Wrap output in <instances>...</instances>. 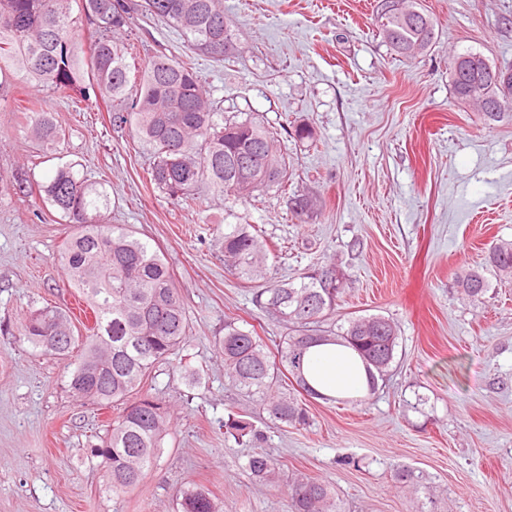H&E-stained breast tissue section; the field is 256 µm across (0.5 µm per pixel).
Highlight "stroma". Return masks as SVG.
<instances>
[{
    "label": "stroma",
    "mask_w": 512,
    "mask_h": 512,
    "mask_svg": "<svg viewBox=\"0 0 512 512\" xmlns=\"http://www.w3.org/2000/svg\"><path fill=\"white\" fill-rule=\"evenodd\" d=\"M421 3L436 42L406 59L377 35L374 0H224L240 53L199 59L202 84L225 112L253 113L276 131L289 190L326 201L304 224L274 188L251 203L205 188L195 205L175 204L149 181V149L113 132L105 102L75 112L49 91L6 86L0 175L40 180L51 169L20 111L45 100L65 132L59 155L107 191L111 223L168 261L193 329L190 362L154 370L171 414L157 461L134 490L113 494L91 454L111 410L75 400L66 363L23 335L31 310L75 299L58 260L70 228L41 197L0 186V512H180L189 488L209 491L222 512H288L298 474L330 484L345 512H512V277L491 276L477 306L456 282L512 240V122L483 123L448 79L452 55L468 49L512 67V0ZM134 30L147 53L187 51L156 20L136 16ZM301 124L314 128L313 143L293 137ZM227 224L261 228L279 279L340 265L350 284L337 322L379 314L397 323L392 373L367 403L313 399L309 426L275 425L225 379L214 346L225 317L270 347L284 334L254 301L259 282L225 270L217 238ZM419 396L418 412L409 404ZM232 411L262 431L258 446L226 434ZM256 448L275 459L274 483L246 472ZM399 466L423 475L418 494L396 487Z\"/></svg>",
    "instance_id": "1"
}]
</instances>
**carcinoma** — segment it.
Masks as SVG:
<instances>
[{"instance_id":"1","label":"carcinoma","mask_w":512,"mask_h":512,"mask_svg":"<svg viewBox=\"0 0 512 512\" xmlns=\"http://www.w3.org/2000/svg\"><path fill=\"white\" fill-rule=\"evenodd\" d=\"M399 2L401 8L391 4ZM70 0H0V88L14 81L47 87L70 104L72 92L81 99L89 81L95 95L111 101L110 124L117 133L133 131L149 146L154 161L150 181L176 202L190 203L198 186L206 182L220 194L248 198L260 188L282 189L288 182V159L276 146L277 133L252 116L226 117L208 97L195 63L184 56L157 50L148 61L136 65L138 36L133 32L137 15L149 16L176 29L187 48L216 62L233 58L235 33L224 15V0H84L83 9L93 29L90 54L81 55L75 37ZM376 25L384 42L405 57L419 44L435 41L433 18L416 8V0H378ZM450 65L454 96L462 103L493 94L477 67L489 66L479 53L454 56ZM487 121H512V96L502 100L498 112H484ZM27 129L48 155L57 153L64 131L50 108H29ZM10 188L19 198L35 192L60 212L73 228L64 242L60 261L68 283L78 289L95 320L91 335L71 370L72 396L112 406L116 414L94 455L119 494L136 488L152 467L161 448L169 412L151 392L152 370L184 350L190 332L189 317L173 282V273L158 252L134 237L132 231L107 221L106 191L86 178L77 164H59L44 180L17 175ZM294 217L301 223L318 210L319 199L308 193L288 198ZM224 261L229 270L267 286L255 301L273 320L288 327L276 352L266 351L254 329H244L233 319L224 320V335L216 345L224 355V372L231 382L260 398L270 417L282 424L305 426L309 422L303 399L338 400L354 405L361 396L324 395L304 375L309 349L321 342L351 348L367 371L368 393L385 379L399 346L397 326L372 315L352 317L333 335L318 324L336 313L349 276L333 263L317 265L300 282L271 276L266 242L251 224L224 225ZM487 265L512 274V241H501L489 252ZM458 287L472 301L490 288L484 270L468 268L457 276ZM24 336L36 348L66 358L75 336L65 314L52 306L35 309L26 317ZM296 384L294 393L280 390L282 375ZM225 432L254 440V425L231 412ZM246 469L252 478L270 483L275 461L263 450L249 455ZM393 480L399 488L418 485L415 471L398 467ZM291 512H342L337 493L327 483L296 476L288 485ZM182 512H219L214 499L202 489L183 493Z\"/></svg>"}]
</instances>
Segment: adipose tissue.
<instances>
[{"label": "adipose tissue", "mask_w": 512, "mask_h": 512, "mask_svg": "<svg viewBox=\"0 0 512 512\" xmlns=\"http://www.w3.org/2000/svg\"><path fill=\"white\" fill-rule=\"evenodd\" d=\"M305 374L315 389L330 396L360 393L367 387V374L360 360L341 345L312 347Z\"/></svg>", "instance_id": "1"}]
</instances>
